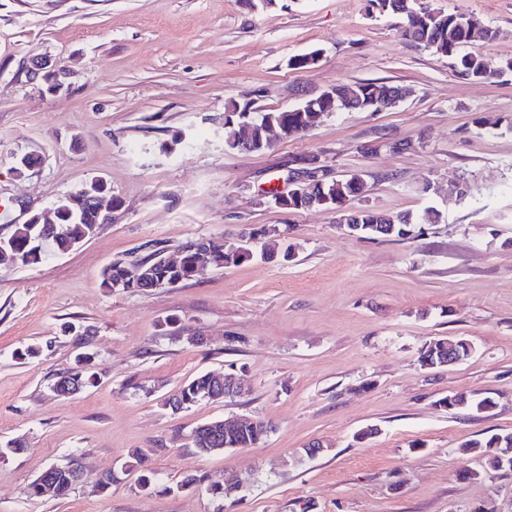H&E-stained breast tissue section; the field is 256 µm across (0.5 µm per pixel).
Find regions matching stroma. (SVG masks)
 I'll return each instance as SVG.
<instances>
[{"label": "stroma", "mask_w": 512, "mask_h": 512, "mask_svg": "<svg viewBox=\"0 0 512 512\" xmlns=\"http://www.w3.org/2000/svg\"><path fill=\"white\" fill-rule=\"evenodd\" d=\"M426 2L496 31L466 52L512 59V0ZM402 23L368 0H0V237L94 178L121 201L74 250L0 267V512H212L205 488L177 484L228 472L246 484L233 512H512V473L462 449L512 434V71L472 80L404 39ZM315 50V64L290 66ZM38 63L64 71L61 91L33 77ZM360 81L407 95L323 116L264 152L224 146L230 103L282 111ZM23 153L41 163L18 177ZM310 156L318 177L362 176L355 207L430 208L438 222L369 239L339 231L330 210L271 204ZM249 234L274 258L144 293L100 285L108 264L147 245L172 255ZM67 321L90 327L98 382L64 397L52 385L77 351ZM442 337L467 340L471 355L424 368L423 348ZM34 344L42 355L19 362ZM207 372L235 373L242 395L162 406ZM453 393L497 405L440 407ZM231 414L274 429L253 448L190 445L199 423ZM15 439L23 452L6 450ZM136 448L142 465L124 471ZM73 460L85 483L27 497L45 468ZM107 472L118 480L98 490ZM147 476L157 483L141 488Z\"/></svg>", "instance_id": "obj_1"}]
</instances>
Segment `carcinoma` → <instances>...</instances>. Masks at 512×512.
I'll return each mask as SVG.
<instances>
[{
    "label": "carcinoma",
    "mask_w": 512,
    "mask_h": 512,
    "mask_svg": "<svg viewBox=\"0 0 512 512\" xmlns=\"http://www.w3.org/2000/svg\"><path fill=\"white\" fill-rule=\"evenodd\" d=\"M381 12L388 15L400 16L404 23H410L407 10L414 8V0H378ZM421 17L412 24L414 28L411 41L422 42L433 53L448 58H458L460 72L473 80L485 81L494 78L505 69L512 70V60L493 62L477 54L457 56L459 47L467 43L468 34L477 21L462 14L442 13L426 7L420 9ZM394 86L386 82H356L335 87L336 104L326 99L324 94L307 99L318 110L328 114L343 110L368 112L375 110L374 95L390 92ZM231 113L249 111L254 117L250 130L242 133L236 129L224 130V145L232 150L245 149L253 152H262L266 147L262 145L265 140L263 123L267 117H272L285 130H295L305 123L304 112H276L259 111L254 103L245 101L234 103L228 108ZM336 188L333 180H320L310 187L308 197L318 199L326 194L331 200H336ZM55 211L57 221L55 227L48 230L43 224H21L14 233L3 239L0 244V265H30L40 262L49 251L65 253L72 250L83 240L90 239L101 226L106 224L105 216L100 214L96 207L81 204H71L68 196L56 201ZM352 221L360 228L356 233L363 237L383 236L407 238L414 234L415 224H432L437 221V214L432 209H426L413 219L408 214L391 215L364 208L355 213ZM180 262L176 266L169 265L165 249L156 248L139 255L133 259H118L112 261L102 272L101 286L109 291L144 292L153 288H166L175 286L184 281L192 280L204 275L210 266L227 267L235 265L250 256V252L241 250V245L222 241H208L206 253H200L197 240H189L177 249ZM60 332L71 335L79 344H86L90 336L87 327L78 326L72 322L60 326ZM446 338H437L429 341L421 353V362L436 361L443 355ZM94 354L81 352L76 355L71 368L57 376L53 383V390L60 396H67L81 389L97 383V373L93 370ZM224 399V384L219 382L213 374L205 373L182 384L175 393L168 397L165 405L171 409H187L201 400ZM456 409H465L476 413L491 411L496 402L493 398L448 395L440 399ZM272 431V425L256 426L248 421H241L238 425L228 428L219 425L218 430L200 431L191 433V444L201 453H211L215 448L235 450L252 448L263 442ZM502 436L495 434L486 440H474L466 447L479 450L490 469L501 470L498 455L499 441ZM48 483L57 485L56 496L68 495L75 485L73 483L70 465H51L44 469L27 487V495L32 499L42 497L43 486ZM207 492L215 502L214 512H228L226 501L229 497L224 494V485L212 481L207 485Z\"/></svg>",
    "instance_id": "carcinoma-1"
}]
</instances>
